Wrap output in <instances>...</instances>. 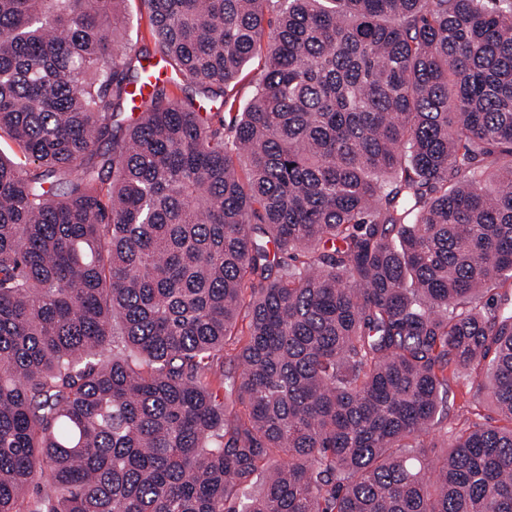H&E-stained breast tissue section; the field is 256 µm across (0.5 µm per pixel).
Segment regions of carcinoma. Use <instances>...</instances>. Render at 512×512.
Here are the masks:
<instances>
[{
  "label": "carcinoma",
  "mask_w": 512,
  "mask_h": 512,
  "mask_svg": "<svg viewBox=\"0 0 512 512\" xmlns=\"http://www.w3.org/2000/svg\"><path fill=\"white\" fill-rule=\"evenodd\" d=\"M128 2L0 0V512H512V0ZM263 70V59L260 55L254 57L250 65L247 67L242 76V81L235 87V102L230 107V103L219 109L221 115H224L226 122L229 118L234 116L237 112H241L251 100L255 93L256 85L261 78ZM451 414H460L462 410H466L468 406L474 408L475 405L480 406L481 413L487 417L497 418L492 406L486 399V390L483 381L477 380L465 387H458L452 384V390L448 398Z\"/></svg>",
  "instance_id": "1"
}]
</instances>
